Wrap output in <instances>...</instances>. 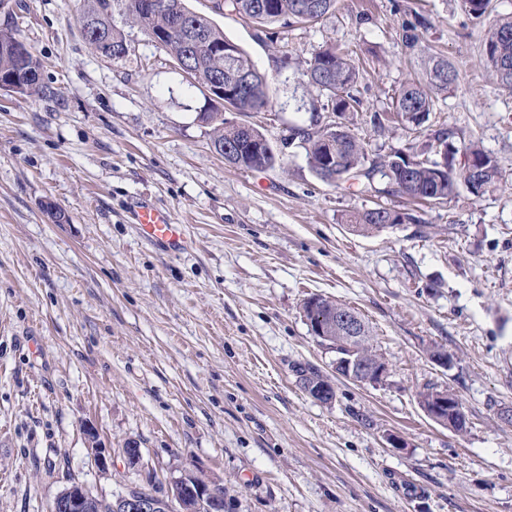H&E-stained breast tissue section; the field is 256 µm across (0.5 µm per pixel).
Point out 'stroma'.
Wrapping results in <instances>:
<instances>
[{
	"label": "stroma",
	"instance_id": "stroma-1",
	"mask_svg": "<svg viewBox=\"0 0 512 512\" xmlns=\"http://www.w3.org/2000/svg\"><path fill=\"white\" fill-rule=\"evenodd\" d=\"M83 4L0 7V27L42 64L38 93L0 91V512H47L74 478L107 497L144 484L121 457L94 465L90 428L107 448L137 442L160 483L187 471L218 484L224 512H512V423L499 417L512 408V92L494 85L461 0H338L276 44L188 0L269 76L268 108L236 116L279 152L265 171L216 152L202 88L127 22L123 0L119 61L89 49ZM418 15L428 28L408 53L399 25ZM330 43L358 52L353 134L430 160L450 129L497 159L500 187L419 205L321 181L295 131L313 118L300 71ZM434 53L456 87L418 130L374 127ZM137 199L185 225L191 247L143 237ZM380 201L406 220L353 231L347 216ZM315 294L368 324L382 383L334 374L303 313ZM307 364L330 375L332 403L301 388ZM427 387L457 396L464 432L424 414Z\"/></svg>",
	"mask_w": 512,
	"mask_h": 512
}]
</instances>
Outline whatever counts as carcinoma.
Returning a JSON list of instances; mask_svg holds the SVG:
<instances>
[{
    "mask_svg": "<svg viewBox=\"0 0 512 512\" xmlns=\"http://www.w3.org/2000/svg\"><path fill=\"white\" fill-rule=\"evenodd\" d=\"M82 16L83 31L92 52L97 53L105 40L123 38L112 25L114 0H85ZM128 21L155 35L174 23V14L167 9L141 12L132 8L131 0H125ZM178 6L179 15L187 29L167 36L164 50L178 66L187 68L196 83L207 86L215 80L226 82L244 77L250 80V88L231 102L239 112H260L267 108L269 77L255 68L243 49L224 36L204 15L190 10L186 0H171ZM337 0H223L216 8H227L238 16L260 26L305 28L322 21L336 11ZM465 11L473 19L483 21L491 12V0H463ZM426 22L416 19L404 21L399 34L402 46L411 51L419 43ZM17 38L13 31L0 29V77H10L17 82L16 93L29 95L40 90V64L33 53L17 52ZM234 45L229 58L218 50L219 46ZM485 63L496 84L512 92V15L496 19L486 30L483 42ZM301 76L312 87L316 96L314 112H333L342 118L357 111L360 100L353 93L358 71L351 53L334 45H327L314 54ZM458 80L455 67L447 57H429L426 82L416 79L407 81L398 90L393 101L396 116L415 127L428 119L437 96L452 89ZM201 119L213 130L214 145L229 148L243 159L246 168L253 170L263 165L273 168L280 163L274 146L262 155L250 151L251 140L266 137L258 128L249 132L239 131L225 124L220 110L209 111ZM297 135L315 174L336 161V180L339 187L355 180L366 190L372 189L375 178L383 180L378 192L388 196L401 195L411 199L442 203L455 195L463 186L476 197L483 196L501 181V171L496 159L476 143L463 147L470 175L454 161L455 152L448 149V139L453 131H442L437 136L439 153L448 161H417L406 169L400 166L403 152L395 151L384 157L370 156V144L350 132L342 123H336V144H328L313 128H299ZM405 214L381 204L359 211L349 217L347 223L358 232L369 235L380 231L382 224H400ZM300 385L315 381L325 383L327 377L318 369L301 366L296 370Z\"/></svg>",
    "mask_w": 512,
    "mask_h": 512,
    "instance_id": "obj_1",
    "label": "carcinoma"
}]
</instances>
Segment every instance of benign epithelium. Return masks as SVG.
Returning <instances> with one entry per match:
<instances>
[{
    "label": "benign epithelium",
    "mask_w": 512,
    "mask_h": 512,
    "mask_svg": "<svg viewBox=\"0 0 512 512\" xmlns=\"http://www.w3.org/2000/svg\"><path fill=\"white\" fill-rule=\"evenodd\" d=\"M247 81L224 85L220 82L204 87L209 100L220 102L224 109H229V101L241 95ZM312 317L308 319L311 332L323 339H331L334 334L341 335L346 341L348 352L339 354L334 360L340 368L339 375L360 384L376 385L388 375V367L377 358L368 363L355 354V344L362 342V320L350 310H335L331 313H320L317 299L312 298L307 304ZM448 391H437L422 407L423 412L431 420L441 426H448ZM91 442V454L97 467L102 471L112 467L110 452L99 447L94 433H88ZM118 454L132 468L144 467L141 448L128 442L118 449ZM92 493L86 486L73 479L70 484L59 492L49 504V512H90ZM113 512H224V495L217 488L190 473L173 478L163 488L146 490L140 486H129L115 495L112 503Z\"/></svg>",
    "instance_id": "benign-epithelium-1"
}]
</instances>
